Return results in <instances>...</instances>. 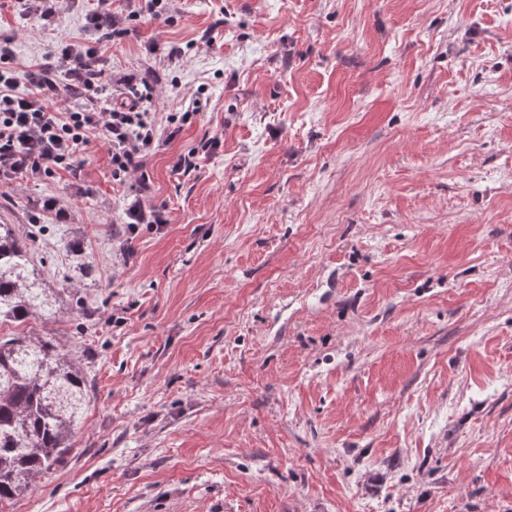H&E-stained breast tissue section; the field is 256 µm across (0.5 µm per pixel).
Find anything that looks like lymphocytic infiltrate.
Segmentation results:
<instances>
[{"label":"lymphocytic infiltrate","mask_w":512,"mask_h":512,"mask_svg":"<svg viewBox=\"0 0 512 512\" xmlns=\"http://www.w3.org/2000/svg\"><path fill=\"white\" fill-rule=\"evenodd\" d=\"M166 11L163 0H145L144 9L122 17L113 13L112 0H92L87 19L94 27L108 19L112 35L121 37L126 21L139 20L145 13L158 17ZM54 54L57 65L34 66L20 81L8 67L10 48L0 45L1 182L50 178L74 170L79 147L93 135L108 148L113 180H124L145 167L161 140H173L182 125L198 116L192 109L183 112L179 125L160 128L146 106L147 94H140L138 104L131 107H112L95 44L63 41ZM63 97L74 99L70 111L56 110V100Z\"/></svg>","instance_id":"f902f5d3"}]
</instances>
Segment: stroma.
I'll return each instance as SVG.
<instances>
[{
	"label": "stroma",
	"mask_w": 512,
	"mask_h": 512,
	"mask_svg": "<svg viewBox=\"0 0 512 512\" xmlns=\"http://www.w3.org/2000/svg\"><path fill=\"white\" fill-rule=\"evenodd\" d=\"M86 4L0 0L15 70L96 40L114 106L201 117L120 183L98 139L0 183L66 299L0 336L89 394L0 512H512V0H171L104 43ZM127 217L132 220L129 222L131 229L136 224H167V218L164 211L156 206L146 207L143 202L137 198L127 208L124 209Z\"/></svg>",
	"instance_id": "35a3bbf8"
}]
</instances>
